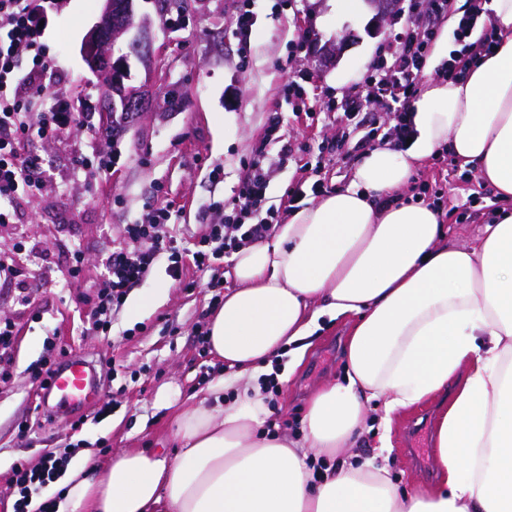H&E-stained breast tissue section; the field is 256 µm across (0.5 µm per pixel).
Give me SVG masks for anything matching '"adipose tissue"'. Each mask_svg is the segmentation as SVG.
<instances>
[{
    "label": "adipose tissue",
    "mask_w": 512,
    "mask_h": 512,
    "mask_svg": "<svg viewBox=\"0 0 512 512\" xmlns=\"http://www.w3.org/2000/svg\"><path fill=\"white\" fill-rule=\"evenodd\" d=\"M490 10L498 46L462 76L427 77L407 149L374 147L346 187L234 253L236 286L207 323L222 371L176 412L175 456L124 449L70 469L51 486L57 512H512V0ZM444 150L500 202L467 243L406 194ZM325 316L353 322L346 383L312 395L302 438L262 435L267 376ZM458 373L437 487L402 492L385 464L353 461L367 402L388 424Z\"/></svg>",
    "instance_id": "1"
}]
</instances>
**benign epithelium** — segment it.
Here are the masks:
<instances>
[{
  "label": "benign epithelium",
  "instance_id": "benign-epithelium-1",
  "mask_svg": "<svg viewBox=\"0 0 512 512\" xmlns=\"http://www.w3.org/2000/svg\"><path fill=\"white\" fill-rule=\"evenodd\" d=\"M135 0H104L99 20L85 36L81 53L90 70L112 90V118L123 127L143 112L146 86L131 84V60L151 67L152 32L147 17H137Z\"/></svg>",
  "mask_w": 512,
  "mask_h": 512
}]
</instances>
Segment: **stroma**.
I'll use <instances>...</instances> for the list:
<instances>
[{
  "label": "stroma",
  "mask_w": 512,
  "mask_h": 512,
  "mask_svg": "<svg viewBox=\"0 0 512 512\" xmlns=\"http://www.w3.org/2000/svg\"><path fill=\"white\" fill-rule=\"evenodd\" d=\"M138 15L152 22L161 70L150 77L133 64L135 84L152 82V98L139 120L117 140L98 128L108 104L107 87L81 55V44L96 23L102 0H65L60 28L46 39V59L54 74L43 98L66 91L85 122L68 136L30 142V151L50 162L39 191L21 201L19 221L0 226V248L11 255L31 297L17 300L15 288H0V321L15 325L14 348L0 375V493L12 468L39 467L47 454L71 452V466L100 464L123 448L176 452L174 407L202 394L218 374L207 352L204 325L220 305L213 280L235 285L229 262L198 270L192 254L208 224L238 193L256 148H263L269 173L266 205L276 221L289 215L295 187L326 194L347 186L362 157L384 143L392 116L373 100L349 123L352 141L336 146V126L323 102L341 101L351 91L372 90L369 75L380 59L400 47L412 24L426 25V4L410 12L407 0L389 18L375 21L370 10L326 22L328 0H191L187 12L158 15L154 0H136ZM251 10L249 38L236 31V17ZM344 41L337 61L325 63L318 48ZM346 83L336 81L345 67ZM302 87V97L287 90ZM279 136L270 140V122ZM111 156L112 173L84 176L76 162L85 155ZM221 168L219 179L210 176ZM413 194L439 206L450 226L449 241L473 238L497 207L490 187L473 170L449 159L440 169L427 159ZM156 207L170 220L162 233L181 253L182 281L168 273L160 257L126 304L113 311L107 334L87 328L107 258L125 244L124 228L146 220ZM84 262L71 277L74 251ZM351 324L322 318L320 327L289 382L280 384L271 416L276 433L303 435L308 396L320 386L345 380V346ZM55 339L67 356H80L100 373L112 414L98 419L97 404L49 414L39 407L45 390L32 371ZM457 379L433 401L394 418L388 476L399 488L435 486L440 475L435 454L438 420ZM27 432H19L20 422Z\"/></svg>",
  "instance_id": "35a3bbf8"
}]
</instances>
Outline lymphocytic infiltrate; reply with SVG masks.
Returning a JSON list of instances; mask_svg holds the SVG:
<instances>
[{"mask_svg": "<svg viewBox=\"0 0 512 512\" xmlns=\"http://www.w3.org/2000/svg\"><path fill=\"white\" fill-rule=\"evenodd\" d=\"M61 10L62 0H0V224L17 223L20 200L41 186L45 162L40 155L25 151V141L35 137L57 139L83 123L81 113L63 93H55L49 108L40 105L46 73L44 37ZM482 14L480 0H474L461 18L456 36L464 47L450 53L449 75L463 72L478 55L492 49V33H483L475 41L470 38ZM431 37L428 30L408 32L392 63L377 68L372 77L379 96L393 104L394 125L389 135L400 146L406 145L413 134L408 102L418 91L417 76ZM25 57L31 60L27 69L21 66ZM266 191L263 152L258 149L231 210L209 224L201 238L193 254L198 269L211 268L228 251L271 237L272 222L260 216ZM168 220V211L159 208L148 222L126 225V244L113 251L106 263V278L92 311L95 327H108L111 311L124 305L131 289L143 281L166 251L160 230ZM69 462V456L63 454L49 458L39 468L16 464L8 487L9 495L15 498L13 512H28L33 496L57 479Z\"/></svg>", "mask_w": 512, "mask_h": 512, "instance_id": "1", "label": "lymphocytic infiltrate"}]
</instances>
